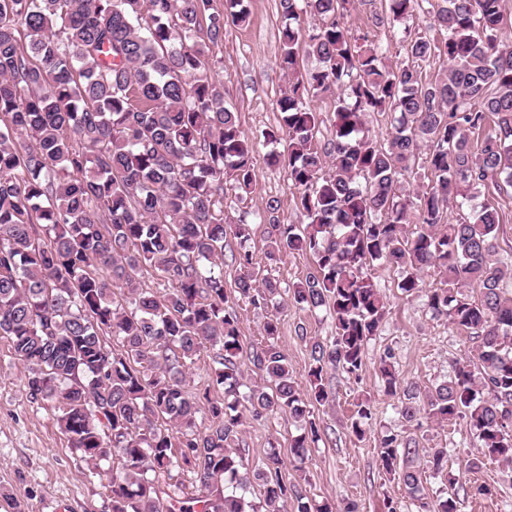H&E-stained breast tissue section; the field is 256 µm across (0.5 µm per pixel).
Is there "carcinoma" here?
I'll use <instances>...</instances> for the list:
<instances>
[{"label": "carcinoma", "instance_id": "carcinoma-1", "mask_svg": "<svg viewBox=\"0 0 512 512\" xmlns=\"http://www.w3.org/2000/svg\"><path fill=\"white\" fill-rule=\"evenodd\" d=\"M385 2L380 21L402 33L400 61L349 24L356 0H279L288 88L279 125L261 132L272 146L264 163L285 171L307 223H280L279 201L266 202L255 213L266 258H314L291 300L328 309L335 324L333 338L310 343L319 404L333 396L328 372L359 378L386 315L369 269L396 266L401 294L424 298L476 346L425 388L402 384L387 352L381 391L399 396L402 419L418 428L422 417L465 421L477 449L467 469L510 466L512 252L499 246L497 197L512 189V19L506 0H443L438 39L409 30L425 0ZM248 20L246 0H0V336L31 402L54 404L70 448L96 467L112 463V512H288L290 501L296 512H336L314 503L309 479L283 472L276 452L254 463L240 447L248 415L288 417L299 459L322 438L278 321L266 318L256 343L240 336L236 302L265 310L279 289L255 270L251 223L224 216V189L253 193L256 143L224 104L207 49ZM436 57L448 68L427 80L422 64ZM332 94L335 135L322 147L311 102ZM374 112L390 114L384 142L365 126ZM417 166L432 184L410 192ZM145 266L164 292L142 286ZM429 272L440 286L425 287ZM204 350L210 386L193 390L186 368ZM201 412L211 419L203 432ZM373 415L371 400L355 404L357 438ZM377 447L379 469L417 512H458L454 479L432 499L423 487L424 470H448V449H429L420 468L414 438L386 431Z\"/></svg>", "mask_w": 512, "mask_h": 512}]
</instances>
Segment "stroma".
I'll return each mask as SVG.
<instances>
[{"mask_svg":"<svg viewBox=\"0 0 512 512\" xmlns=\"http://www.w3.org/2000/svg\"><path fill=\"white\" fill-rule=\"evenodd\" d=\"M278 5V0H248V23L229 30L209 52L226 106L237 112L242 129L251 135L277 126L280 119L276 101L286 81L277 65ZM272 199L280 203L281 223H304V215L293 204L285 173L262 164L257 167L255 189L247 200L227 190L224 213L234 219ZM248 247L256 266L277 281L279 293L264 313L240 305V334L244 342L255 341L265 316L276 317L278 345L295 379L306 382L310 352L298 337V328H306L309 336L319 340L335 334L329 313L299 309L288 292L311 271L313 258L297 252L278 263H268L265 227L261 224L254 225ZM370 273L386 296L385 324L368 344L360 379L333 372L334 402L311 404V411L327 430L326 436L300 460L288 448L294 428L285 417L250 419L243 430L250 459L261 461L274 443L288 473L301 469L309 475V495L316 500L327 499L342 506L352 502L358 512H380L382 500L390 497L400 502L403 512H413L399 481L380 472L373 436L361 440L349 428L354 403L368 397L375 407V433L389 430L416 438L423 450L447 449L448 465L460 485V512H512V468L487 461L476 471L466 470L473 439L465 422L414 429L399 415L397 399L379 388V359L385 352H392L400 378L430 387L447 377L454 361L469 356L471 342L448 321L432 318L421 299L402 295L396 287V267L378 263ZM483 483L495 486L494 497L476 496V486ZM104 484V469H93L69 448L53 406L31 403L23 368L15 360L9 340L0 337V512H111Z\"/></svg>","mask_w":512,"mask_h":512,"instance_id":"obj_1","label":"stroma"}]
</instances>
